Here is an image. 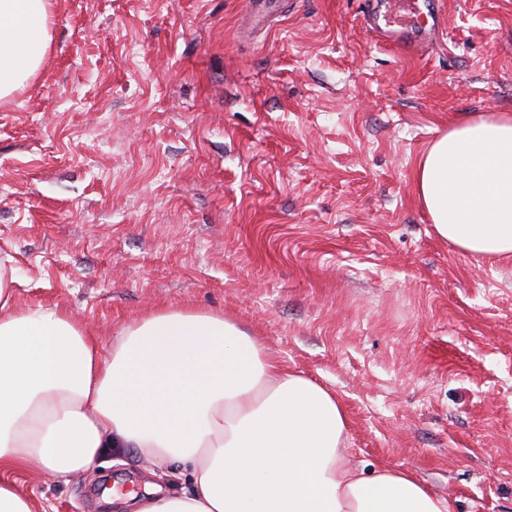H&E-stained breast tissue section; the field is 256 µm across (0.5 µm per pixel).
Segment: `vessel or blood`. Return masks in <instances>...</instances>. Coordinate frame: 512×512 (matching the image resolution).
<instances>
[{
    "mask_svg": "<svg viewBox=\"0 0 512 512\" xmlns=\"http://www.w3.org/2000/svg\"><path fill=\"white\" fill-rule=\"evenodd\" d=\"M364 20L380 42L415 53L432 49L447 26L438 0H368Z\"/></svg>",
    "mask_w": 512,
    "mask_h": 512,
    "instance_id": "1",
    "label": "vessel or blood"
}]
</instances>
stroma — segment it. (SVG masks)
<instances>
[{"mask_svg":"<svg viewBox=\"0 0 512 512\" xmlns=\"http://www.w3.org/2000/svg\"><path fill=\"white\" fill-rule=\"evenodd\" d=\"M50 0L44 62L0 102V258L18 308L109 349L162 307L224 315L330 388L342 461L410 470L456 512H512V258L437 237L414 168L460 121L512 115V0H440L414 57L364 0ZM17 483L47 512H119L112 487L192 488L136 449Z\"/></svg>","mask_w":512,"mask_h":512,"instance_id":"obj_1","label":"stroma"}]
</instances>
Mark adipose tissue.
Returning <instances> with one entry per match:
<instances>
[{
  "label": "adipose tissue",
  "instance_id": "1",
  "mask_svg": "<svg viewBox=\"0 0 512 512\" xmlns=\"http://www.w3.org/2000/svg\"><path fill=\"white\" fill-rule=\"evenodd\" d=\"M49 0H0V99L40 69ZM435 233L484 260L512 258V116L459 123L414 171ZM0 264V512H46L11 475L67 482L107 448L150 468L181 459L191 492L129 496L132 512H453L409 470L343 465L335 394L223 315L159 309L102 353L54 307L14 306Z\"/></svg>",
  "mask_w": 512,
  "mask_h": 512
}]
</instances>
